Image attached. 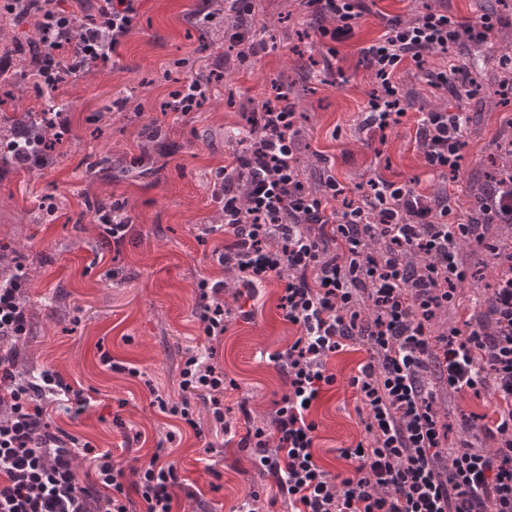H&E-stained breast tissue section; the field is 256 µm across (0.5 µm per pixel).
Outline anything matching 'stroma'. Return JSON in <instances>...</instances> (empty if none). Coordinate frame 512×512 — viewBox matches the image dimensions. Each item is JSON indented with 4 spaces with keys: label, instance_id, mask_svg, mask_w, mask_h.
Masks as SVG:
<instances>
[{
    "label": "stroma",
    "instance_id": "35a3bbf8",
    "mask_svg": "<svg viewBox=\"0 0 512 512\" xmlns=\"http://www.w3.org/2000/svg\"><path fill=\"white\" fill-rule=\"evenodd\" d=\"M447 7L461 18L493 12L501 24L487 43L463 58L484 91L460 104L431 92L413 70L400 81L415 107L385 137L362 126L373 88L360 51L384 31L385 18L408 20L425 6ZM224 0H139L136 22L112 65L95 67L52 90L28 87L0 104V117L64 108V136L43 167L0 173V252L14 253L27 279L28 334L18 342L20 364L58 371L88 404L82 413L46 403L44 420L110 452L115 465L137 466L153 456L174 463L179 484L173 512H232L258 495L260 512H289L276 498L271 474L257 467L244 439L271 425L286 391L271 354L284 351L298 329L278 309L283 281L271 278L254 296L239 294L233 272L218 257L228 238L210 232L223 214L216 178L238 148L232 136L246 123L240 105L285 94L298 117V156L308 186L333 176L349 188L374 176L445 194L460 222L477 207L490 162L512 140V99L495 91L501 62L512 56V0H371L354 36L331 44L320 38L305 0H255L251 19L267 51L239 60L227 44L205 45L203 35L223 26ZM218 72L193 117L168 110L186 79ZM463 108L469 117L465 159L456 180L425 166L415 142L418 112ZM120 205L129 221L113 243L95 216L97 202ZM471 276L458 287L462 307L483 302L497 271L483 249L463 244ZM224 281L228 328L209 341L194 315L199 279ZM111 364H104L102 353ZM223 368L235 387L224 393L229 432L213 427L201 399H193L196 428L160 410L180 403L186 357ZM369 359L352 344L330 354L336 382L310 417L315 456L329 473L354 476L340 451L366 439L356 412L351 376ZM491 391L457 394L439 407L449 447L469 436L466 420L492 415Z\"/></svg>",
    "mask_w": 512,
    "mask_h": 512
}]
</instances>
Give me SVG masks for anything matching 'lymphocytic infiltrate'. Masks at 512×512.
<instances>
[{"instance_id": "obj_1", "label": "lymphocytic infiltrate", "mask_w": 512, "mask_h": 512, "mask_svg": "<svg viewBox=\"0 0 512 512\" xmlns=\"http://www.w3.org/2000/svg\"><path fill=\"white\" fill-rule=\"evenodd\" d=\"M326 18L321 37L352 33L366 12L364 0H307ZM137 0H97V9L77 37H70L72 13L59 0L43 11L38 31L45 47L33 76L55 89L81 70L110 61L137 16ZM252 0H232L224 38L265 51L246 18ZM497 20L484 14L459 19L447 10L425 8L415 18L388 20L384 32L363 50L374 79L363 123L382 135L414 106L399 74L414 67L427 86L465 101L470 71L461 64L430 66V58L488 40ZM263 127L248 132V145L218 175L224 181V231L232 241L220 260L233 269L244 292L269 277L284 280L278 307L300 330L285 351L274 353L287 385L274 404L272 427L249 438L255 462L270 472L294 512H512V245L488 242L490 225L512 223V169L490 184L479 218L451 222L446 197L428 195L380 176L361 186L353 199L335 178L320 188L305 186L297 159L296 112L284 96L255 106ZM467 118L435 109L417 124V149L440 176L458 175L466 146ZM342 207L330 210L332 201ZM484 244L499 269L481 311L467 314L462 327L433 335L436 308L455 299L467 270L459 259L466 241ZM25 275L0 281V512H130L126 475L146 512H172L178 481L174 464L149 463L124 471L102 454L95 486L78 482L75 462L89 445L50 431L43 421L44 397L85 403L62 376L46 369L17 380L12 344L28 329L21 295ZM224 283L200 279L195 314L209 340L226 329ZM366 345L370 357L350 379L368 412V445L341 449L356 461L355 477L336 479L315 461L317 425L310 408L333 385L326 360L347 343ZM180 387L202 394L216 426L224 424V372L189 356ZM449 391L492 389L496 420L483 426L498 446L487 451L470 441L444 448L436 409V384ZM188 399L170 412L194 425Z\"/></svg>"}]
</instances>
